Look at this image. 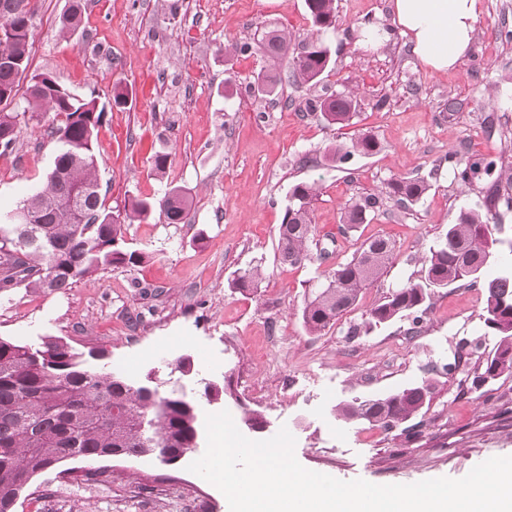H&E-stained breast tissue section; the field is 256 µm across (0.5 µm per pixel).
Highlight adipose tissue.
Listing matches in <instances>:
<instances>
[{
  "label": "adipose tissue",
  "instance_id": "obj_1",
  "mask_svg": "<svg viewBox=\"0 0 512 512\" xmlns=\"http://www.w3.org/2000/svg\"><path fill=\"white\" fill-rule=\"evenodd\" d=\"M392 7L395 22L426 67L445 73L465 61L480 0H393Z\"/></svg>",
  "mask_w": 512,
  "mask_h": 512
}]
</instances>
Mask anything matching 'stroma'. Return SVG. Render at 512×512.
<instances>
[{"label":"stroma","instance_id":"obj_1","mask_svg":"<svg viewBox=\"0 0 512 512\" xmlns=\"http://www.w3.org/2000/svg\"><path fill=\"white\" fill-rule=\"evenodd\" d=\"M84 23L58 33L67 0H39L29 74L47 73L76 93L109 101L114 85L129 101L106 112L96 138L97 177L107 209L131 198L155 200L172 187L192 205L182 224L152 214L127 231L135 267H107L91 279L49 292L20 284L0 291V337L39 345L65 338L78 350L105 353L108 368L135 382L148 373L169 379L200 414L261 413L267 426L250 439L287 427L306 469L377 485L466 476L477 464L512 456V374L465 394L455 362L473 367L495 344L484 325L488 281L512 266V210L499 208L494 257L474 283L433 289L417 333L394 320L347 339L350 325L391 289L421 275L429 246L463 208L485 211L490 184L464 183L455 166L497 162L500 190L512 193V0H481L471 52L454 70L426 69L407 37L394 30L391 0H336V27L322 33L331 63L314 86L283 84L273 97L251 85L266 67L234 44L277 27L301 41L312 28L305 0H85ZM389 29L377 48L359 41L363 23ZM352 95L349 123H327L308 100ZM51 116L22 120L12 150L0 152V225L42 186L58 151L47 135ZM365 135L379 149L333 160L336 146ZM167 158L165 174L153 170ZM420 176L429 189L401 206L388 182ZM318 185L314 237L330 256L291 266L277 258L278 229L292 187ZM383 204L354 229L346 207L363 197ZM385 236L393 264L329 330L309 334L301 310L311 284L324 281L361 243ZM261 266L257 288L230 286L237 272ZM188 375L171 374L179 358ZM232 378L234 394L209 400L205 386ZM424 379L435 382L421 437L400 446L394 432L337 416L338 403L386 395ZM149 457L107 460L103 485L49 471L32 484L16 512H229L225 496L188 471Z\"/></svg>","mask_w":512,"mask_h":512}]
</instances>
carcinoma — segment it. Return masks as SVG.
Wrapping results in <instances>:
<instances>
[{"label":"carcinoma","mask_w":512,"mask_h":512,"mask_svg":"<svg viewBox=\"0 0 512 512\" xmlns=\"http://www.w3.org/2000/svg\"><path fill=\"white\" fill-rule=\"evenodd\" d=\"M316 33L301 42L290 57L291 39L279 29H269L259 42L234 45L247 55L261 52L270 66L254 79L259 95L275 93L283 80L314 86L330 62V50L319 33L336 27L335 0H306ZM85 0H69L60 18V35L77 31L84 17ZM34 8L32 0H0V103L13 101L19 82L29 67L30 35ZM289 60V72L281 64ZM22 112L0 110V148L7 151L16 141L19 116L38 119L54 113L52 134L60 144L45 183L17 207L31 214L33 224H11L0 228V288L21 283L49 291L70 287L77 279H88L108 266L136 265L142 254L127 248L125 234L135 222L148 220L155 208L170 224L186 221L190 196L173 188L154 206L133 198L123 210L105 208L97 178L98 156L95 132L106 104L82 97L45 74L31 76ZM354 100L348 95H331L308 101V109L322 112L330 124L350 120ZM378 148L375 137L366 135L350 147L334 150V160L345 163L356 153L370 155ZM496 163L478 159L457 170L463 182L493 178ZM78 185L90 191L70 209L64 206ZM487 214L462 210L444 235L429 247L424 276L393 289L385 300L368 312L365 322L372 329L394 319L406 318L417 327L428 307V289L445 288L477 278L492 252L488 213L496 207L500 189L491 184ZM428 190L421 178L391 181L386 195L399 204L415 202ZM317 188L300 183L291 190L278 230L281 263L296 265L316 256L324 260L329 249L314 242L312 202ZM381 199L369 195L345 209L342 223L349 229L362 224L367 214L379 208ZM394 245L383 236L366 239L352 258L336 266L325 282L308 292L301 312L306 331L319 334L334 325L354 307L364 288L382 277L392 265ZM259 268L244 271L230 287L242 292L254 287ZM488 334L497 343L487 358L462 383L466 391L480 390L505 372H512V270L487 283ZM434 385L428 380L374 398H355L336 406L346 420L384 429L400 428L415 419L430 404ZM150 423L142 429V422ZM199 420L195 406L177 390L141 392L126 379L102 365L89 368L78 350L57 336H46L39 347L0 337V512H15L18 484L68 460H98L113 452L125 457L175 456L199 444Z\"/></svg>","instance_id":"carcinoma-1"}]
</instances>
